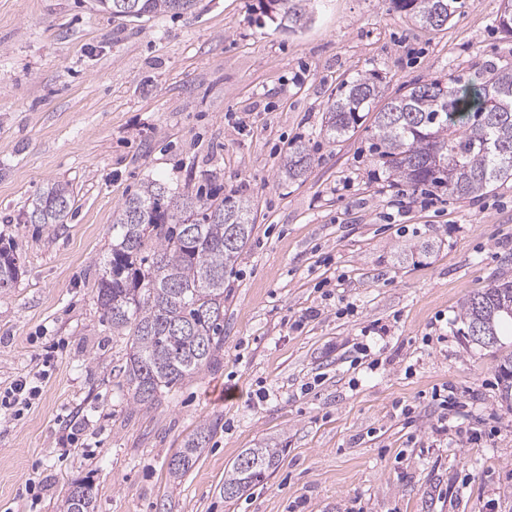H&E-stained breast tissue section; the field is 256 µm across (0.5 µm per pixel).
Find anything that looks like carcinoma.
<instances>
[{
	"instance_id": "carcinoma-1",
	"label": "carcinoma",
	"mask_w": 512,
	"mask_h": 512,
	"mask_svg": "<svg viewBox=\"0 0 512 512\" xmlns=\"http://www.w3.org/2000/svg\"><path fill=\"white\" fill-rule=\"evenodd\" d=\"M277 27L293 32L305 25L307 0H259ZM457 0H388L389 9L422 26L440 29L455 15ZM198 0H94L114 18L141 20L193 12ZM380 87L361 75L344 84L327 108L321 129L334 143L354 131L370 112ZM377 162L392 180L412 187L434 185L453 199L486 193L512 176V70L491 72L477 84L459 76L416 83L388 101L374 119ZM308 146L290 148L281 173L302 179L311 167ZM75 205L69 185L50 183L32 203L31 224H61ZM251 207L199 192L185 193L148 179L112 213V247L95 262L94 282L102 319L127 339L123 369L127 402L135 409L157 407L159 394L211 371L224 347V282L252 232ZM19 267L12 250L0 248V283L10 284ZM512 281L473 291L462 306L464 334L481 324L496 343L474 341L499 352L501 401L512 406V348L503 332L512 327ZM218 420L200 424L168 463L177 479L197 462ZM280 449L246 448L227 470L224 498L241 497L279 464ZM96 492L88 481L71 484L60 512H95Z\"/></svg>"
}]
</instances>
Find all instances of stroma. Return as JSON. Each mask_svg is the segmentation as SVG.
<instances>
[{"label":"stroma","mask_w":512,"mask_h":512,"mask_svg":"<svg viewBox=\"0 0 512 512\" xmlns=\"http://www.w3.org/2000/svg\"><path fill=\"white\" fill-rule=\"evenodd\" d=\"M501 3L461 0L432 31L386 0H310L311 23L289 33L259 21L257 0L138 22L92 0H0V245L20 267L0 289V391L40 387L21 417L0 413V512H59L81 479L96 512L160 499L169 512H512V407L494 349L459 319L471 292L512 281V179L435 209L399 198L372 119L333 144L321 134L331 92L358 75L377 74L387 100L512 68ZM297 140L313 163L291 182L277 170ZM150 178L247 200L255 230L224 284L218 367L146 412L124 400L126 341L102 320L92 261ZM54 181L73 213L26 223ZM367 331L381 365L352 370ZM445 383L466 401L446 425L432 398ZM213 418L173 480L183 438ZM261 442L282 448L279 466L226 499L225 472ZM218 425V419L205 421L184 440L182 447L168 463L169 473L174 479L181 477L196 464L201 448L205 447L209 438L216 432Z\"/></svg>","instance_id":"35a3bbf8"}]
</instances>
